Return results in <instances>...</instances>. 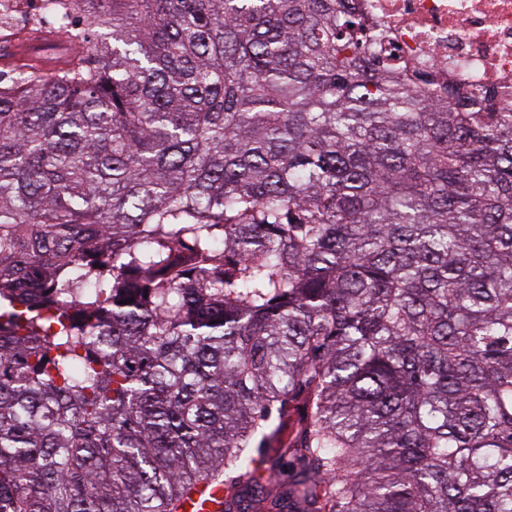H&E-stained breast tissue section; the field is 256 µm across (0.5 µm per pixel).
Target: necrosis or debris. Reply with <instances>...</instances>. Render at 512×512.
<instances>
[{
  "label": "necrosis or debris",
  "mask_w": 512,
  "mask_h": 512,
  "mask_svg": "<svg viewBox=\"0 0 512 512\" xmlns=\"http://www.w3.org/2000/svg\"><path fill=\"white\" fill-rule=\"evenodd\" d=\"M397 53L498 93L512 112V0H358Z\"/></svg>",
  "instance_id": "1"
}]
</instances>
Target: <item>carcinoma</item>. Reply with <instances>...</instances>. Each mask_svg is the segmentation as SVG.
<instances>
[{"label":"carcinoma","instance_id":"obj_1","mask_svg":"<svg viewBox=\"0 0 512 512\" xmlns=\"http://www.w3.org/2000/svg\"><path fill=\"white\" fill-rule=\"evenodd\" d=\"M0 75V512H512V112L347 0H41ZM134 302H129V299ZM306 414V408L299 402L288 406L280 420L277 418V413L274 410L272 419L274 424L279 427V433L277 438L266 446L270 448L259 449L261 458L264 461H268L267 463L271 461L280 464L285 463L284 475L281 476V482L283 483H286L288 480V453H285L283 446L288 444V441L296 435L306 418ZM230 495L231 490L224 482L201 485L198 492L182 499L178 512H222Z\"/></svg>","mask_w":512,"mask_h":512}]
</instances>
